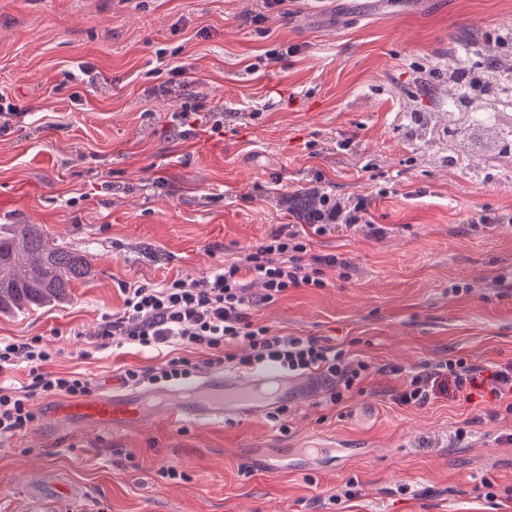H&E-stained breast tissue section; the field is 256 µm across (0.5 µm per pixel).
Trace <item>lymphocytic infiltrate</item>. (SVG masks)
I'll use <instances>...</instances> for the list:
<instances>
[{
	"mask_svg": "<svg viewBox=\"0 0 512 512\" xmlns=\"http://www.w3.org/2000/svg\"><path fill=\"white\" fill-rule=\"evenodd\" d=\"M223 126V113L185 104L172 113L168 128L173 135L188 139L195 136L197 129L207 127L217 133ZM365 214L364 202L344 201L317 189L307 222L319 234L331 224L363 223ZM327 267L346 271L350 263L332 253H312L306 238L285 224L259 245L225 261L205 284L177 277L159 286L139 284L124 288L122 312L105 317L98 336L104 341L121 336L138 347L165 351L166 359L160 366L126 369L124 379L129 383L169 384L227 363L251 369L274 367L291 374L321 376L328 385L330 403L339 405L362 382L365 364H352L344 348L312 336L274 333L252 317L257 306L278 299L288 289L323 287L322 274ZM256 282L261 283L263 292L254 296L250 289ZM236 344L246 345L248 354L240 357L231 353V346ZM180 346L199 351L200 359L177 354ZM21 357L27 363L28 384L21 393L0 387V438L15 436L38 420L34 396L80 398L91 392L88 378L49 370L53 355L42 347L40 338L20 343L0 340V373L15 368ZM448 376L459 389L485 379L491 395L512 412V362L486 374L461 357L409 372L395 401L401 405H425L438 379Z\"/></svg>",
	"mask_w": 512,
	"mask_h": 512,
	"instance_id": "obj_1",
	"label": "lymphocytic infiltrate"
}]
</instances>
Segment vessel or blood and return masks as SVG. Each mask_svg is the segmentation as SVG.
<instances>
[{
  "label": "vessel or blood",
  "instance_id": "obj_1",
  "mask_svg": "<svg viewBox=\"0 0 512 512\" xmlns=\"http://www.w3.org/2000/svg\"><path fill=\"white\" fill-rule=\"evenodd\" d=\"M308 388L302 377H288L271 368L247 376L207 374L171 388L165 417L177 428L209 426L230 418H258L278 402L300 400L302 391ZM46 411L52 420H64L80 428L91 425L113 431L143 419L150 407L141 392L112 389L78 402L50 404ZM250 458L274 472L285 468L288 455L277 448H263L251 451Z\"/></svg>",
  "mask_w": 512,
  "mask_h": 512
}]
</instances>
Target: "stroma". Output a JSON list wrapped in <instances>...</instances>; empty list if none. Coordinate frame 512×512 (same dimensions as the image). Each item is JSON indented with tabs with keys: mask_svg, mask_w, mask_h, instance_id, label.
Returning a JSON list of instances; mask_svg holds the SVG:
<instances>
[{
	"mask_svg": "<svg viewBox=\"0 0 512 512\" xmlns=\"http://www.w3.org/2000/svg\"><path fill=\"white\" fill-rule=\"evenodd\" d=\"M512 27V0H0V92L29 115L0 135L1 224H36L82 250L89 273L67 300L0 314V339L42 337L53 371L93 391L157 351L101 346L124 287L200 280L282 225L304 229L295 199L312 188L365 199L373 235L334 224L316 253L321 288H292L254 317L275 332L344 346L368 369L344 406L325 389L262 417L117 432L39 418L0 439V512L69 492L66 512H512V413L488 390L446 386L425 406L393 396L410 370L451 356L512 361V160L496 179L435 159L408 138L422 68L444 67L461 33ZM105 76L86 84L81 64ZM186 86L167 87L170 67ZM197 94L224 131L183 140L172 112ZM333 440L355 458L297 457L270 473L253 448ZM176 470V478L163 469Z\"/></svg>",
	"mask_w": 512,
	"mask_h": 512,
	"instance_id": "35a3bbf8",
	"label": "stroma"
}]
</instances>
